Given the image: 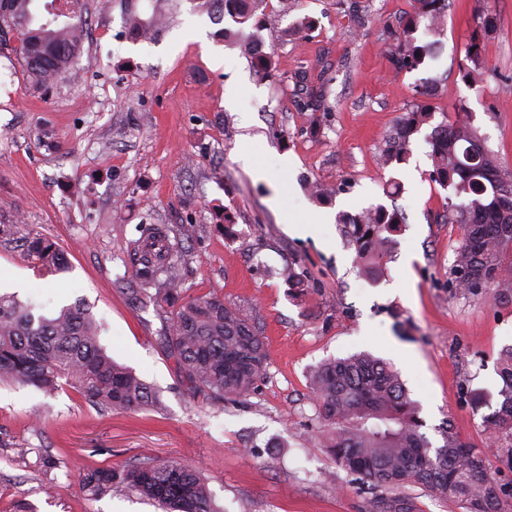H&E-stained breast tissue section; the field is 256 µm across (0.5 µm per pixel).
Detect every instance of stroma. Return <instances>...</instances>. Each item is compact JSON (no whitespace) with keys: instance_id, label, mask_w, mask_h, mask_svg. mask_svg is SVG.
<instances>
[{"instance_id":"stroma-1","label":"stroma","mask_w":512,"mask_h":512,"mask_svg":"<svg viewBox=\"0 0 512 512\" xmlns=\"http://www.w3.org/2000/svg\"><path fill=\"white\" fill-rule=\"evenodd\" d=\"M82 2L90 35L49 86L0 51V294L48 313L88 307L107 353L161 404L112 410L67 385L49 395L0 383V512H157L133 492L88 500L77 481L90 468L153 460L198 469L220 512H374L378 489L321 447L312 397L317 366L363 351L399 371L427 433L448 422L497 454L492 476L512 498V442L483 423L501 403L496 363L512 345V303L456 292L462 231L446 219L449 192L430 177L425 135L405 163L379 164L415 84L435 77L434 124L463 104L512 169V93L501 90L512 83V0H451L438 57L398 76L383 26L410 0H361L360 22L338 0H266L261 45L277 64L267 78L198 0ZM485 9L498 27L482 43L487 79L475 86L461 65ZM132 12L166 24L132 38ZM305 20L313 30H299ZM303 71L325 111L296 107ZM312 181L334 195L312 199ZM392 201L407 222L372 280L335 217ZM315 217L319 236L289 233ZM145 224L181 231L186 295L221 294L261 328L266 375L248 395L192 394L164 354L153 304L129 294V248ZM30 233L56 243L64 270L26 257ZM287 267L303 287L288 286Z\"/></svg>"}]
</instances>
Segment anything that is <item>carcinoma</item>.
I'll return each mask as SVG.
<instances>
[{
  "label": "carcinoma",
  "mask_w": 512,
  "mask_h": 512,
  "mask_svg": "<svg viewBox=\"0 0 512 512\" xmlns=\"http://www.w3.org/2000/svg\"><path fill=\"white\" fill-rule=\"evenodd\" d=\"M265 0H203L235 24L260 29L258 11ZM448 0H412L400 20L385 24L392 69L400 75L419 69L432 44L419 38L443 31ZM496 28L486 10L477 15L473 52L462 64L473 83L484 80L479 45ZM75 26L59 25L38 16L34 0H0V49L23 59L37 86L54 81L80 51ZM242 48L261 77L276 62L248 42ZM417 101L406 109L392 141L381 155V166L403 163L412 140L432 121L434 89L415 86ZM430 177L450 188L448 223L463 230L452 266L455 287L464 293L493 291L501 302H512V170L502 167L486 148L478 129L467 119L436 126L430 134ZM338 223L351 227L348 246L359 268L371 276L382 272L383 259L395 245L405 215L396 208L373 205L357 215L341 214ZM166 224H146L130 244L136 300L151 302L163 317L161 342L193 394L212 399L242 396L264 377L267 354L260 328L242 312L209 292L190 297L181 287L177 261L179 241ZM26 255L54 270L64 267L63 253L39 235L26 240ZM102 326L85 308H62L52 317L36 315L33 305L0 296V382L33 385L52 392L66 381L82 398L115 410L159 405L156 393L133 371L112 360L100 343ZM502 381L500 409L484 416L495 433L512 440V347L499 358ZM313 392L324 421L323 447L345 470L376 487L392 491L376 512H416L412 499L395 491L414 485L429 490L464 512H512L490 478L491 455L478 451L450 428H439L434 442L423 431L420 407L399 373L370 353L329 360L314 371ZM82 491L91 498L131 491L152 501L163 512H217L199 474L172 461H153L122 469L96 468L83 473Z\"/></svg>",
  "instance_id": "carcinoma-1"
}]
</instances>
